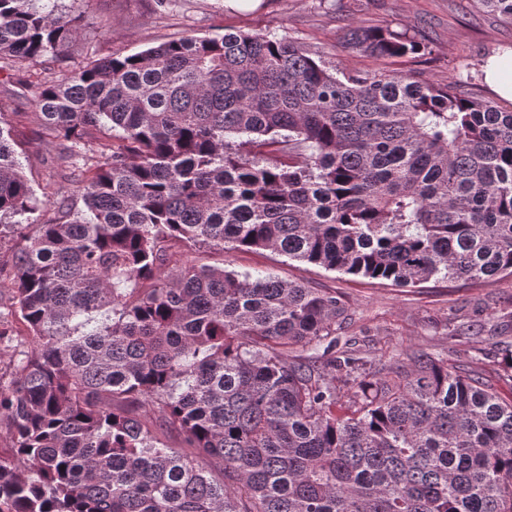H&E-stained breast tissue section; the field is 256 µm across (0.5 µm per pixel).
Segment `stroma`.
<instances>
[{
    "mask_svg": "<svg viewBox=\"0 0 512 512\" xmlns=\"http://www.w3.org/2000/svg\"><path fill=\"white\" fill-rule=\"evenodd\" d=\"M83 15L80 34L69 48L66 67L16 64L0 59V116L38 200L43 219L55 216L46 195L71 180L74 170L61 157L60 142L40 131L33 99L50 78L68 77L87 59L126 56L185 35L214 37L228 29L288 37L330 65L346 71L387 69L415 72L433 84L458 83L475 98L494 95L484 81L487 58L512 48V22L474 7L472 0H260L252 10H232L224 0H173L158 11L156 0H62ZM386 24L425 39V56L375 59L341 42L349 24ZM190 257L226 270L254 275L272 272L285 280L333 289L348 319L340 342L375 355L421 347L463 362L479 359L486 370L499 367L505 348L500 334L504 313L512 312V278L480 284L429 281L397 287L288 259L270 250H190Z\"/></svg>",
    "mask_w": 512,
    "mask_h": 512,
    "instance_id": "1",
    "label": "stroma"
}]
</instances>
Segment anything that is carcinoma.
Masks as SVG:
<instances>
[{
	"instance_id": "carcinoma-1",
	"label": "carcinoma",
	"mask_w": 512,
	"mask_h": 512,
	"mask_svg": "<svg viewBox=\"0 0 512 512\" xmlns=\"http://www.w3.org/2000/svg\"><path fill=\"white\" fill-rule=\"evenodd\" d=\"M476 2L512 20V0ZM81 22L0 0V58L63 64ZM343 40L425 51L406 29ZM33 104L83 179L40 221L0 116V341L18 317L31 344L0 386V512H512V396L478 362L340 350L336 292L174 251L512 277L511 110L242 30L88 61Z\"/></svg>"
}]
</instances>
